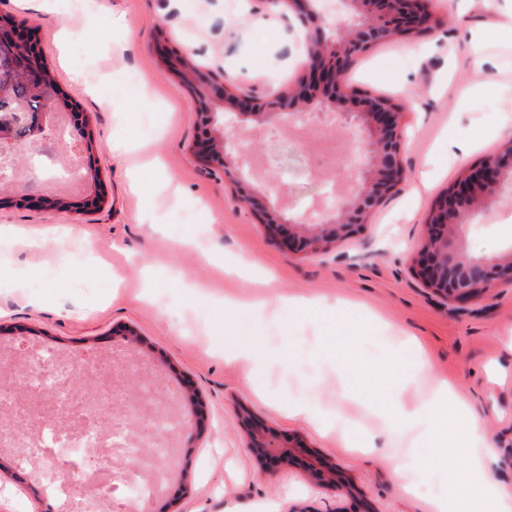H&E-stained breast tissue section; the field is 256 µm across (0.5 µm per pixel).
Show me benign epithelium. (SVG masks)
I'll list each match as a JSON object with an SVG mask.
<instances>
[{
    "label": "benign epithelium",
    "instance_id": "obj_1",
    "mask_svg": "<svg viewBox=\"0 0 512 512\" xmlns=\"http://www.w3.org/2000/svg\"><path fill=\"white\" fill-rule=\"evenodd\" d=\"M266 13H295L305 31L301 41L304 74L293 88L282 86L263 98L243 94L238 87L207 71L196 73L191 86L198 105V131L191 144L197 160L224 166V177L235 186L236 197L249 202L261 223L289 251L321 252L336 240L358 233L384 198L408 178L401 161L404 135L403 107L382 96L342 89L345 68L353 56L364 53L392 34L415 35L436 26L428 0H340L354 16L321 15L317 0H258ZM31 39L21 35L16 23L0 22V182L13 186L25 200L47 203V189L33 174L25 182L13 178L14 168L28 154L53 156L59 140L56 115L61 98L46 90L47 75L40 58L30 50ZM169 70L181 74L194 51L163 50ZM329 110L342 127L364 132L367 153L352 167L336 161V176L353 185L339 203L327 204L298 218H290L240 179L246 154L235 131L248 118L263 122L305 121L297 104ZM224 109L222 125L215 120L216 107ZM512 173V141L485 156L476 166L464 169L456 182L435 202L426 224V241L415 260L422 284L446 297L468 300L479 297L496 283L512 285V259L471 257L456 243L455 228L494 202L496 188ZM188 403L194 418L182 421L179 435L191 441L205 428L197 416L198 394L185 385L176 391L174 403ZM247 429L246 447L268 471L289 470L302 459V471L318 477L323 487L341 484L336 467L319 457L301 458L297 438L241 416Z\"/></svg>",
    "mask_w": 512,
    "mask_h": 512
}]
</instances>
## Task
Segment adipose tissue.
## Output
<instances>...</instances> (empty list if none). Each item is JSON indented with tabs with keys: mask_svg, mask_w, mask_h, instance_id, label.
Wrapping results in <instances>:
<instances>
[{
	"mask_svg": "<svg viewBox=\"0 0 512 512\" xmlns=\"http://www.w3.org/2000/svg\"><path fill=\"white\" fill-rule=\"evenodd\" d=\"M390 408L384 416L388 433L400 438H413L405 455L407 461L395 471L396 479L405 487H412L416 470L427 467L436 459L443 437L423 440L418 427L423 415H430L437 423L449 425L458 445L471 460L470 471L448 479L446 492L433 501L434 512H512V496L500 491L490 474V460L480 445V419L471 404L455 394L447 382H439L424 396L419 406L407 407L403 391L392 388L389 392Z\"/></svg>",
	"mask_w": 512,
	"mask_h": 512,
	"instance_id": "1",
	"label": "adipose tissue"
}]
</instances>
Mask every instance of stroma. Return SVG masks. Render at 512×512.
Wrapping results in <instances>:
<instances>
[{
  "label": "stroma",
  "mask_w": 512,
  "mask_h": 512,
  "mask_svg": "<svg viewBox=\"0 0 512 512\" xmlns=\"http://www.w3.org/2000/svg\"><path fill=\"white\" fill-rule=\"evenodd\" d=\"M440 17H454L409 44L391 39L355 58L346 88L400 100L406 106L402 162L408 181L389 194L355 236L316 254H291L237 199L224 169L197 164L189 151L198 116L186 85L166 73L158 40L194 49L209 70L226 73L242 91L265 94L299 76L295 35L286 20L257 13L254 0H94L92 15H67L72 37L62 42L47 0H0L30 32L58 86L87 120L94 137L84 165L99 172V208L51 211L0 191V226L24 232L56 226L86 237L93 259L76 265L56 236L18 246L0 278V349L22 363L33 351L76 355L90 366L123 359L117 332L141 339L140 367L126 391L152 383L147 402L165 388L191 382L208 423L183 444L165 493L149 512H255L271 500L279 512H428L448 472L469 460L442 449L447 469L435 467L408 493L394 480L398 443L383 426L386 391L404 388L416 405L423 390L450 382L482 416L483 446L494 477L512 492V287L497 285L479 298L457 301L425 288L413 269L435 199L466 165L477 164L512 139V0H431ZM481 54H474V43ZM91 65L105 80L88 94L70 77ZM478 106H471V93ZM303 135L294 127L260 130L242 123L236 138L262 165L253 181L285 214L308 209L324 175H311L308 158L323 141L363 149L358 128L311 117ZM485 133L483 145L461 158L450 139ZM159 186L153 200L134 192L133 178ZM473 257L512 254V193L460 230ZM85 287H77V280ZM266 299L259 315L244 316L239 300ZM357 303L332 329L312 300ZM267 353L253 375L225 360L238 326ZM425 344L431 370L404 334ZM307 398L322 410H342L358 446L349 453L335 434L281 415L280 404ZM246 408L277 432L303 441L332 463L342 486L327 489L300 470L263 473L246 446L238 418ZM28 467L0 473V512H44Z\"/></svg>",
  "instance_id": "stroma-1"
}]
</instances>
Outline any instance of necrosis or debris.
I'll use <instances>...</instances> for the list:
<instances>
[{
    "label": "necrosis or debris",
    "mask_w": 512,
    "mask_h": 512,
    "mask_svg": "<svg viewBox=\"0 0 512 512\" xmlns=\"http://www.w3.org/2000/svg\"><path fill=\"white\" fill-rule=\"evenodd\" d=\"M127 368L100 370L89 379L83 359H61L50 353L31 358L13 368L12 386L0 389V414L14 415L17 434L0 429V445L20 439V464L39 456L48 476L47 488L58 498L83 489V512H100L102 503L112 504L116 512H129L149 497L163 482V464L173 451L175 415L161 411L153 419L156 435L163 439L154 459L140 455L142 439L136 431L138 408L121 387ZM92 382L93 396L81 407H74L75 388ZM45 394L55 407L64 409L68 419L56 415L36 418L21 414L22 398Z\"/></svg>",
    "instance_id": "necrosis-or-debris-1"
}]
</instances>
